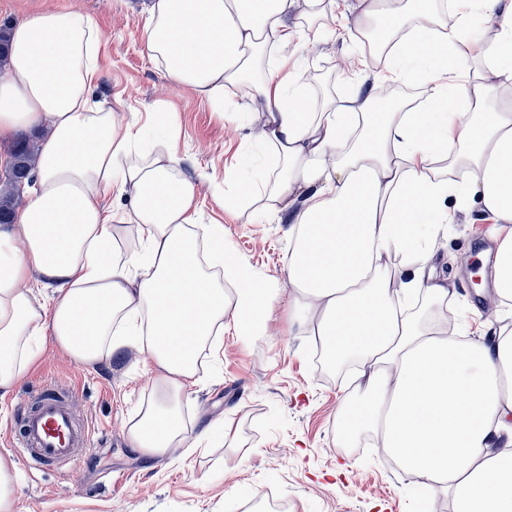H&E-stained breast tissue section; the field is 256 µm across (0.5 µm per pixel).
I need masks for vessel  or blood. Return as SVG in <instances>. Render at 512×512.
<instances>
[{
  "mask_svg": "<svg viewBox=\"0 0 512 512\" xmlns=\"http://www.w3.org/2000/svg\"><path fill=\"white\" fill-rule=\"evenodd\" d=\"M76 396L50 381L26 394L9 441L29 469L73 467L90 451L91 432L72 412Z\"/></svg>",
  "mask_w": 512,
  "mask_h": 512,
  "instance_id": "vessel-or-blood-1",
  "label": "vessel or blood"
}]
</instances>
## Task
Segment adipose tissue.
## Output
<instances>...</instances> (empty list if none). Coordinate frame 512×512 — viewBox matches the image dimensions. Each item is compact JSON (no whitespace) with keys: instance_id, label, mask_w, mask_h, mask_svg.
<instances>
[{"instance_id":"1","label":"adipose tissue","mask_w":512,"mask_h":512,"mask_svg":"<svg viewBox=\"0 0 512 512\" xmlns=\"http://www.w3.org/2000/svg\"><path fill=\"white\" fill-rule=\"evenodd\" d=\"M449 4L448 14L426 0H370L366 10L367 27L397 35L384 79L426 88L420 112L402 100L382 109L360 92L349 112L310 98L303 58L282 54L300 40L284 19L288 0H151L144 43L165 77L215 111H233L228 87L262 100L273 159L232 176L225 201L271 211L309 190L289 229L288 319L359 366L340 441L376 436L456 512H512V336L465 342L464 327L447 324L454 290L425 274L452 207L477 203L497 224L494 292L512 307V101L500 94L512 82V0ZM100 41L87 15L40 12L16 24L0 72V140L48 130L15 216L23 241L0 227V390L49 340L87 364L138 344L169 375L130 442L160 456L186 444L181 400L201 348L228 322L261 336L272 289L234 259L223 225L198 224L195 187L169 146L174 118L161 114L169 143L157 149L94 102ZM109 195L128 207L104 205ZM125 224L139 247L123 256ZM394 253L403 270L388 266ZM218 266L220 283L209 274ZM45 287L54 297L33 304L30 289Z\"/></svg>"}]
</instances>
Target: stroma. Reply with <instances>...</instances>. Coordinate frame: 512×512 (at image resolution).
<instances>
[{
    "instance_id": "stroma-1",
    "label": "stroma",
    "mask_w": 512,
    "mask_h": 512,
    "mask_svg": "<svg viewBox=\"0 0 512 512\" xmlns=\"http://www.w3.org/2000/svg\"><path fill=\"white\" fill-rule=\"evenodd\" d=\"M149 3L0 0V23L56 9L90 16L101 32L96 100L125 125L144 123L155 110L173 113V149L180 173L195 184L199 223L223 225L225 242L251 274L281 278L291 247L283 213L220 203L226 174L246 153L259 151L266 114L231 91L228 99L248 114L238 123L232 113L214 111L197 92L166 79L144 48ZM340 4V17L315 23L306 0H288V27L305 32L302 54L310 82L346 111L355 89L376 95L385 82L378 72L365 79L369 66L349 34L366 0ZM493 227L478 206L458 209L431 261L434 276L455 287L457 317L467 323L468 342L478 345L489 331L512 329V311L492 289L474 283L490 276L486 266L473 273L471 261L474 245L491 246ZM310 343L309 330L289 327L288 291L277 289L267 303L263 336L250 339L228 327L218 345L205 350L182 401L181 426L191 447L150 459L131 447L129 430L165 369L141 352L83 364L61 346L46 345L13 387L0 390V455L14 456L7 434L22 398L45 380L77 389L74 412L91 429L95 447L73 469L17 467L14 512H230L229 501L242 489L254 500L277 492L291 512H423L425 487L391 459L340 446L346 385L339 376L317 372ZM228 434L235 446L225 442Z\"/></svg>"
}]
</instances>
